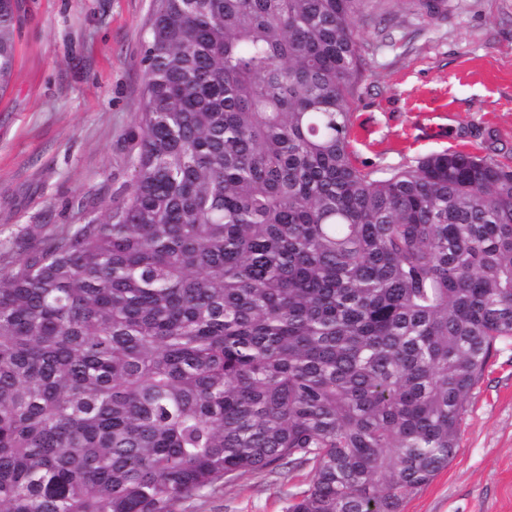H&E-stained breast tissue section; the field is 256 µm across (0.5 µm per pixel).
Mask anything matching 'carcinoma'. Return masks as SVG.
Masks as SVG:
<instances>
[{"mask_svg":"<svg viewBox=\"0 0 512 512\" xmlns=\"http://www.w3.org/2000/svg\"><path fill=\"white\" fill-rule=\"evenodd\" d=\"M361 0H157L132 174L0 268V512H401L512 340V166L349 147ZM18 0H0V93ZM309 468L295 470L293 478L283 481L269 475L244 476L215 492L179 505L180 512H288L299 493L307 488Z\"/></svg>","mask_w":512,"mask_h":512,"instance_id":"obj_1","label":"carcinoma"}]
</instances>
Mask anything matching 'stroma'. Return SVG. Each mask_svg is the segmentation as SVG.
<instances>
[{
  "mask_svg": "<svg viewBox=\"0 0 512 512\" xmlns=\"http://www.w3.org/2000/svg\"><path fill=\"white\" fill-rule=\"evenodd\" d=\"M155 0H20L13 80L0 96V264L48 232L99 216L130 176ZM368 70L350 148L383 176L443 150L512 165V0H363ZM459 448L403 512H512V341L472 390ZM309 471L248 475L180 512H288Z\"/></svg>",
  "mask_w": 512,
  "mask_h": 512,
  "instance_id": "35a3bbf8",
  "label": "stroma"
}]
</instances>
